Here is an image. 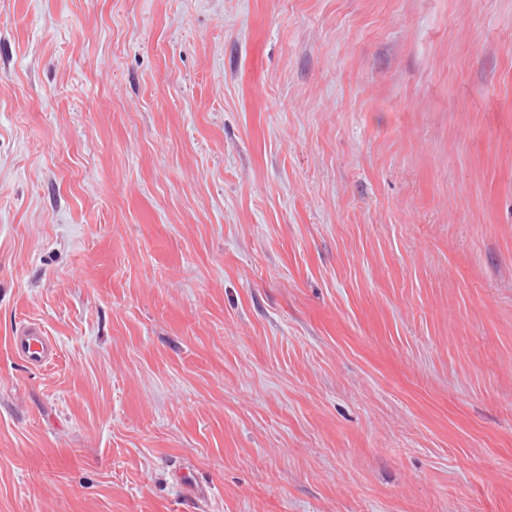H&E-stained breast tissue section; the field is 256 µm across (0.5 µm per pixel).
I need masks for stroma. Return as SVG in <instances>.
Masks as SVG:
<instances>
[{
	"mask_svg": "<svg viewBox=\"0 0 512 512\" xmlns=\"http://www.w3.org/2000/svg\"><path fill=\"white\" fill-rule=\"evenodd\" d=\"M0 512H512V0H0ZM12 351L34 367H42L56 354L55 340L34 322L22 325L10 338Z\"/></svg>",
	"mask_w": 512,
	"mask_h": 512,
	"instance_id": "35a3bbf8",
	"label": "stroma"
}]
</instances>
